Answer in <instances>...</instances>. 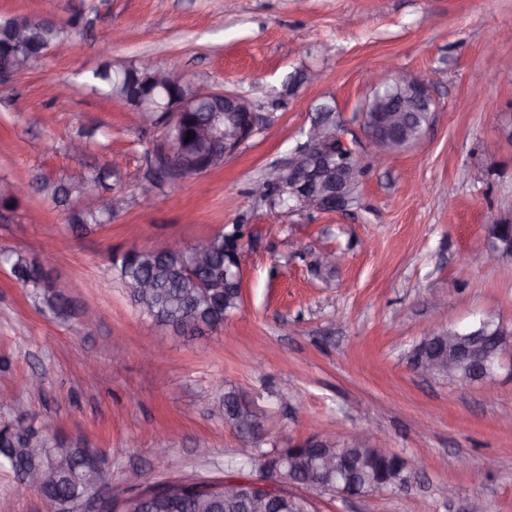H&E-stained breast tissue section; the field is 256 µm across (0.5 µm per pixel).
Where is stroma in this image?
Here are the masks:
<instances>
[{
  "label": "stroma",
  "mask_w": 512,
  "mask_h": 512,
  "mask_svg": "<svg viewBox=\"0 0 512 512\" xmlns=\"http://www.w3.org/2000/svg\"><path fill=\"white\" fill-rule=\"evenodd\" d=\"M71 22L75 33L14 82L0 84V177L25 182L103 169L95 191L110 224L72 230L63 210L31 193L0 209V247L74 283L80 321L41 312L0 266V427L52 419L67 442L96 449L112 497L163 480H258L261 461L225 420L233 389L265 431L264 451L320 433L351 445L367 428L405 462V485L342 498L298 488L313 512H512V379L494 393L424 379L411 350L434 331L489 313L512 332V259L469 266L460 256L489 225L512 219V143L497 113L512 111V0H0V16ZM125 36L109 42L112 29ZM151 56L238 93L261 129L221 168L164 185L143 206L146 150L164 131L87 85L112 58ZM427 82L437 112L415 144L377 166L360 111L388 66ZM69 84L66 104L55 98ZM333 105L360 162L359 203L344 212L288 210L256 198L255 181L305 139L318 104ZM87 141L83 156L68 152ZM245 223L243 302L217 332L175 335L140 314L109 269L110 255L179 238L205 242ZM332 251L336 269L317 265ZM96 359L87 376V359ZM0 512H51L0 466Z\"/></svg>",
  "instance_id": "35a3bbf8"
}]
</instances>
